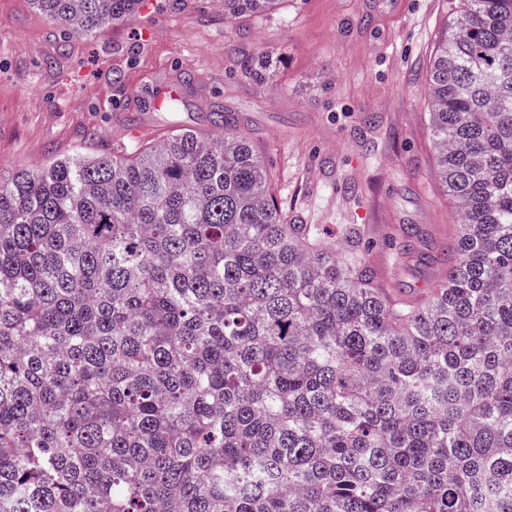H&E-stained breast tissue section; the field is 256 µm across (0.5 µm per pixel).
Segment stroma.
Masks as SVG:
<instances>
[{"instance_id":"35a3bbf8","label":"stroma","mask_w":512,"mask_h":512,"mask_svg":"<svg viewBox=\"0 0 512 512\" xmlns=\"http://www.w3.org/2000/svg\"><path fill=\"white\" fill-rule=\"evenodd\" d=\"M282 0L228 21L222 0H149L133 17L71 37L29 0H0V175L64 157L131 150L171 130L212 132L231 114L269 168L296 224L331 242L344 224L373 242L379 288H435L454 206L436 183L428 129L430 58L456 0ZM277 63L264 81L245 59ZM183 91L176 110L162 99ZM419 233L424 258L399 265L388 238Z\"/></svg>"}]
</instances>
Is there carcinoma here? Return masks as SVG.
<instances>
[{"label": "carcinoma", "mask_w": 512, "mask_h": 512, "mask_svg": "<svg viewBox=\"0 0 512 512\" xmlns=\"http://www.w3.org/2000/svg\"><path fill=\"white\" fill-rule=\"evenodd\" d=\"M142 3L30 0L69 35ZM427 108L456 220L421 301L221 113L0 178V512H512V0H459Z\"/></svg>", "instance_id": "carcinoma-1"}]
</instances>
